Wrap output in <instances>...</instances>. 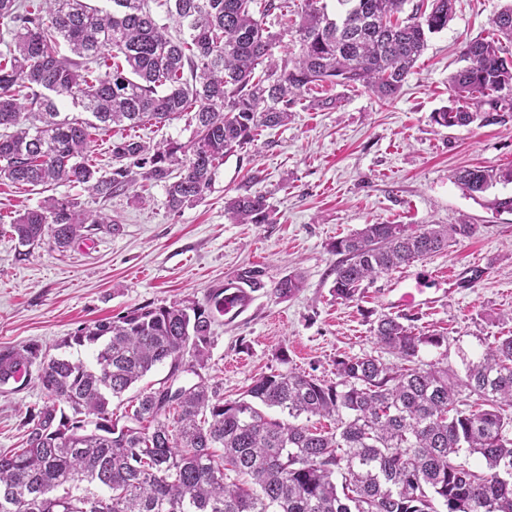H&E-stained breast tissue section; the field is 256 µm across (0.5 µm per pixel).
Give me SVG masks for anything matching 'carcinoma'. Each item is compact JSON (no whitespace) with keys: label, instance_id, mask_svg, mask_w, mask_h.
<instances>
[{"label":"carcinoma","instance_id":"carcinoma-1","mask_svg":"<svg viewBox=\"0 0 512 512\" xmlns=\"http://www.w3.org/2000/svg\"><path fill=\"white\" fill-rule=\"evenodd\" d=\"M334 9H328V2ZM0 0V175L36 187L77 183L103 199L138 180L164 184L171 208L200 200L224 157L284 125L302 93L323 83L360 85L381 98L402 87L427 43L448 28L456 0H302L284 27L299 52L281 61V37L256 16L255 0ZM165 8L161 23L153 6ZM178 36L169 35L170 25ZM492 30L465 43L449 77L454 106L434 113L443 127L512 120V3ZM69 98L86 119L58 103ZM191 115L188 145H152L128 130ZM120 127L106 170L88 155L93 136ZM454 183L476 197L512 183V167L462 168ZM236 224L269 213L260 192L229 199ZM23 246L62 250L112 219L49 196L8 217ZM475 224L410 230L366 224L336 241V298L471 238ZM302 277L279 280L292 296ZM224 290L206 302L138 308L97 320L64 345H89L93 362L0 348V385L21 378L47 401L23 423L24 446L0 452V512H512V334L495 339L465 376L418 360L448 338L421 334L389 315L377 345L401 360L364 354L336 360V381L290 370L256 379L234 400L198 375L207 367L212 323ZM166 364L198 376L164 380L114 417L113 398ZM36 370H31V367ZM475 403H470L471 397ZM277 408L290 417L272 418ZM302 416L334 421L319 430ZM479 461L476 468L468 458Z\"/></svg>","mask_w":512,"mask_h":512}]
</instances>
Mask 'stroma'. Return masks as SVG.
Masks as SVG:
<instances>
[{
	"label": "stroma",
	"mask_w": 512,
	"mask_h": 512,
	"mask_svg": "<svg viewBox=\"0 0 512 512\" xmlns=\"http://www.w3.org/2000/svg\"><path fill=\"white\" fill-rule=\"evenodd\" d=\"M504 4L457 0L447 29L429 36L395 98L341 85L303 96L286 125L263 130L254 144L225 157L203 198L181 209H171L155 183L105 200L73 183L19 190L0 177L2 214L36 207L51 194L104 212L117 225L61 251L31 247L22 260L10 226L0 224V348L36 345L85 360L87 348L65 344L81 327L139 307L205 302L253 269L264 288L234 320L212 325L205 374L221 383L225 398L274 371L335 380L337 358L379 355L372 328L383 315L447 336L446 350L426 347L420 357L462 370L463 357L512 332V212L494 208L495 199L512 195V183L475 199L451 175L462 167L512 166V123L446 128L432 115L450 103L448 78L465 42L487 34ZM254 192L267 197L268 221L234 223L226 201ZM140 193L145 202L137 201ZM377 223H466L479 231L378 276L359 300H337L333 242ZM451 269L457 281L418 293L416 273ZM292 273L302 276L301 290L275 295L274 285ZM43 401L39 389L0 385V449L22 446L23 422Z\"/></svg>",
	"instance_id": "1"
}]
</instances>
